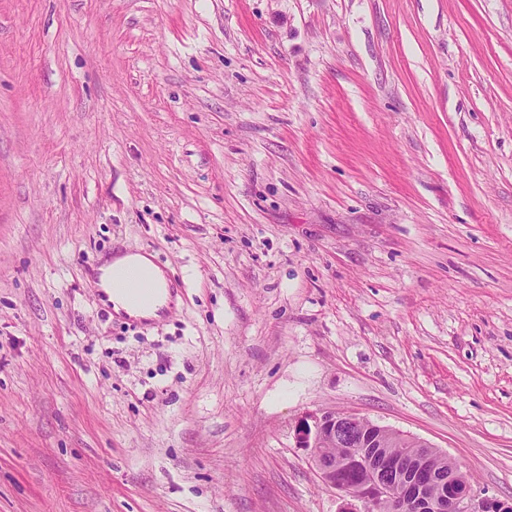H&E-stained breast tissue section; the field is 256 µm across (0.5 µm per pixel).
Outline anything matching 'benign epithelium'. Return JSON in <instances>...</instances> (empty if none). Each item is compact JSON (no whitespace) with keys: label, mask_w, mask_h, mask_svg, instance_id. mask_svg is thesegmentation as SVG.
Wrapping results in <instances>:
<instances>
[{"label":"benign epithelium","mask_w":512,"mask_h":512,"mask_svg":"<svg viewBox=\"0 0 512 512\" xmlns=\"http://www.w3.org/2000/svg\"><path fill=\"white\" fill-rule=\"evenodd\" d=\"M360 420L352 413L311 411L295 430L296 445L310 449L323 481L348 498L347 512L355 502L362 505L363 512H512L511 500L476 498L454 463H449L446 472L430 467L429 460L440 451L428 443L416 439L415 451L391 455L360 427ZM324 442L344 449V454L320 452ZM349 466L361 473V481L337 485L336 471Z\"/></svg>","instance_id":"7a95c632"}]
</instances>
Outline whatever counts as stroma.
Returning a JSON list of instances; mask_svg holds the SVG:
<instances>
[{"label": "stroma", "mask_w": 512, "mask_h": 512, "mask_svg": "<svg viewBox=\"0 0 512 512\" xmlns=\"http://www.w3.org/2000/svg\"><path fill=\"white\" fill-rule=\"evenodd\" d=\"M316 410L512 499V0H0V512H340ZM103 275L100 285L105 289L109 301L112 303L116 313L123 312L128 316L136 318H154L168 301L167 280L163 272L153 263V261L142 254H118L107 261L102 267ZM130 273L157 283L161 288L159 296L150 304L133 306L118 291L113 283V273Z\"/></svg>", "instance_id": "stroma-1"}]
</instances>
